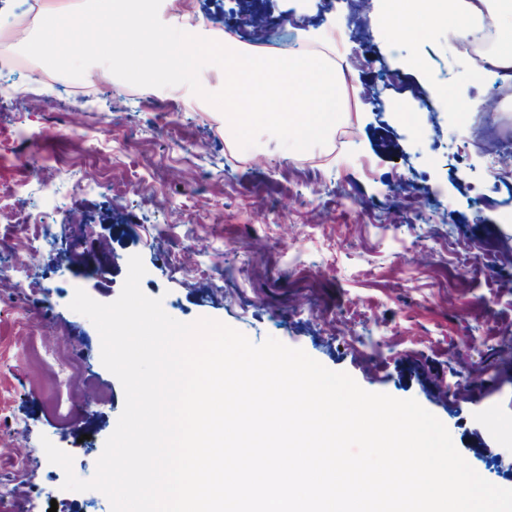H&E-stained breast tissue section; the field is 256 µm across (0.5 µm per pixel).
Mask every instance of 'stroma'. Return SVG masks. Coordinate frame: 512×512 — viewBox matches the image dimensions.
<instances>
[{
    "instance_id": "stroma-1",
    "label": "stroma",
    "mask_w": 512,
    "mask_h": 512,
    "mask_svg": "<svg viewBox=\"0 0 512 512\" xmlns=\"http://www.w3.org/2000/svg\"><path fill=\"white\" fill-rule=\"evenodd\" d=\"M265 6L273 19H303L293 41L341 66L343 142L294 152L264 134L243 150L188 87L91 70L73 79L7 36L0 170L40 156L0 197L42 212L54 233L0 251V323L33 312L0 362V512H111L99 491L63 489V470L30 451L49 438L78 478L93 477L124 393L95 326L69 304L79 288L116 300L134 254L142 291L174 319L212 318L256 344L273 337L364 390L415 399L479 475L512 488V89L499 74L476 75L447 23L421 35L387 20L390 0ZM55 8L16 0L0 35L35 32ZM159 17L220 33L239 12L235 0H199L183 16L163 0ZM460 98L474 111L457 109ZM117 127L122 137L111 136ZM100 239L115 257L103 272L92 258ZM71 252L87 264H67ZM31 337L74 339L90 410L64 419L31 386L21 360Z\"/></svg>"
}]
</instances>
